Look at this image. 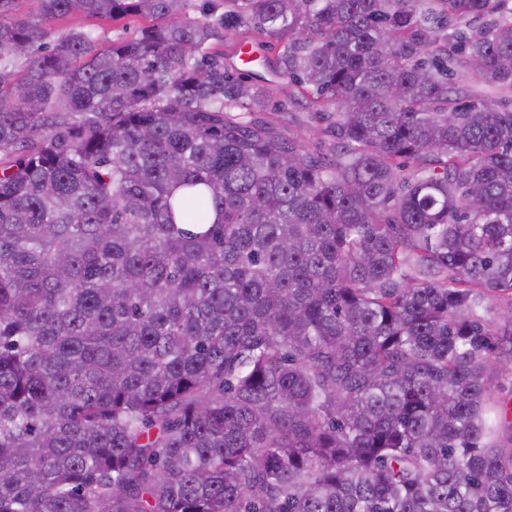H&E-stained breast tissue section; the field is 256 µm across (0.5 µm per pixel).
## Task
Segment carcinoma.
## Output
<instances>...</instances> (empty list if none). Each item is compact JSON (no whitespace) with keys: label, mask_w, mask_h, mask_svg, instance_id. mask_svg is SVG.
<instances>
[{"label":"carcinoma","mask_w":512,"mask_h":512,"mask_svg":"<svg viewBox=\"0 0 512 512\" xmlns=\"http://www.w3.org/2000/svg\"><path fill=\"white\" fill-rule=\"evenodd\" d=\"M39 2L0 0V512H512V0ZM143 21L139 17H127L121 21L97 20L84 15H69L50 22L52 37L71 29H92L101 42L110 44L133 37ZM251 42H253V37L251 34L240 33L237 34L235 37L224 39V41L223 39L216 41L215 48L218 51L224 52V62L227 65L235 64L236 66L241 67L238 55H235V51L237 50V48H239V46L241 48H251ZM250 69L256 75L249 74V80L273 89L270 104L272 112H263L261 116L276 122L286 138L301 140L306 148L314 153H326L331 140L323 135L325 122L313 119L312 112L306 108L300 96H289L292 90L297 89L288 85V79L277 76L273 69L266 65L254 64ZM281 104L285 105L284 111Z\"/></svg>","instance_id":"1"}]
</instances>
